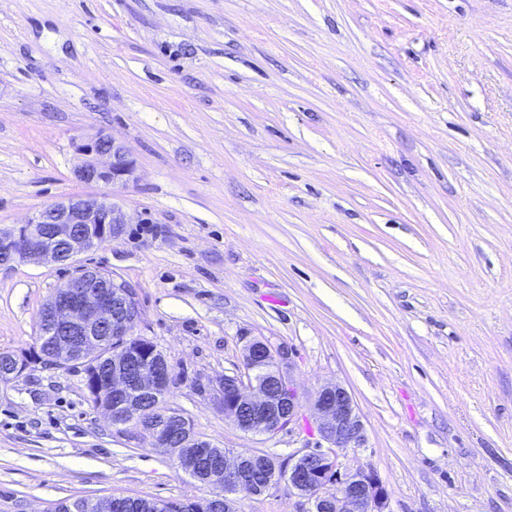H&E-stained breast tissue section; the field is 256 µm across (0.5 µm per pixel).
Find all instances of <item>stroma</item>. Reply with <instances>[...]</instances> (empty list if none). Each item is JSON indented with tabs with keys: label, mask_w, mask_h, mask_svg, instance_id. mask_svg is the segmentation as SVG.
Returning <instances> with one entry per match:
<instances>
[{
	"label": "stroma",
	"mask_w": 512,
	"mask_h": 512,
	"mask_svg": "<svg viewBox=\"0 0 512 512\" xmlns=\"http://www.w3.org/2000/svg\"><path fill=\"white\" fill-rule=\"evenodd\" d=\"M130 148V222L81 265L137 294L164 407L213 445L280 460L213 389L247 338L288 348L301 400L337 383L391 512H512V0H0V227L101 185ZM72 269L0 266V351L36 344ZM213 489L93 406L82 365L0 384V512ZM236 512H307L287 488Z\"/></svg>",
	"instance_id": "1"
}]
</instances>
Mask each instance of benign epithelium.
Here are the masks:
<instances>
[{
  "label": "benign epithelium",
  "mask_w": 512,
  "mask_h": 512,
  "mask_svg": "<svg viewBox=\"0 0 512 512\" xmlns=\"http://www.w3.org/2000/svg\"><path fill=\"white\" fill-rule=\"evenodd\" d=\"M82 160L74 175L83 183L125 188L135 180L136 163L127 145L97 132L76 145ZM127 216L112 197L71 195L36 212L25 223L0 229V264L46 260L70 265L88 251L119 239ZM140 319L134 289L111 274L81 268L61 284L42 307L39 335L51 341L63 368L79 362L87 368L86 388L116 428L134 426L154 447L175 449L180 467L216 489L202 502L205 512H234L230 495L244 490L260 496L279 487L306 498L310 512H390L391 493L371 468H351L342 461L348 449L366 447L364 425L352 395L339 384L321 387L310 404L318 441L299 448L286 461L270 460L271 474L258 479L257 454L215 447L199 436L191 421L167 411L149 421L148 403L167 393L171 367L153 343L135 333ZM39 362L35 352L9 353L0 359V381L22 376ZM244 372L216 380L224 417L239 430L275 434L298 422L301 405L293 385L290 354L261 337L244 345ZM139 506L131 497L92 502L93 512H125Z\"/></svg>",
  "instance_id": "1"
}]
</instances>
